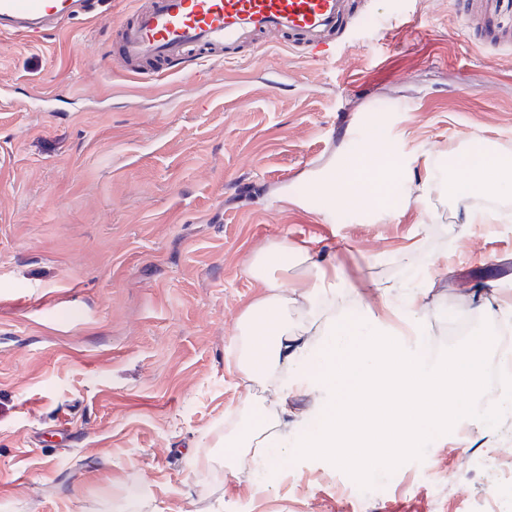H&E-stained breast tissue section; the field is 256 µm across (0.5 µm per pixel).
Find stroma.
<instances>
[{"label":"stroma","instance_id":"1","mask_svg":"<svg viewBox=\"0 0 512 512\" xmlns=\"http://www.w3.org/2000/svg\"><path fill=\"white\" fill-rule=\"evenodd\" d=\"M139 0H96L38 38L0 36V512H482L512 429L469 420L390 467L289 457L259 483L219 443L248 383L247 270L286 238L312 271L357 285L391 325L414 271L442 260L418 311L445 357L444 316L495 323L512 304V197L464 205L438 187L481 145L512 154V12L466 0H353L333 62L262 37L211 72L119 60ZM397 155L406 205L332 207L309 193L369 140ZM428 202H417L423 184ZM383 288L386 303L375 299ZM443 456H436V449ZM197 459L205 468H194Z\"/></svg>","mask_w":512,"mask_h":512}]
</instances>
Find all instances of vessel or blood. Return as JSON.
<instances>
[{
  "label": "vessel or blood",
  "instance_id": "vessel-or-blood-1",
  "mask_svg": "<svg viewBox=\"0 0 512 512\" xmlns=\"http://www.w3.org/2000/svg\"><path fill=\"white\" fill-rule=\"evenodd\" d=\"M92 0H0V32L35 36L89 12ZM348 0H142L121 34V63L193 59L223 63L274 33L303 43L309 57L330 61L346 30Z\"/></svg>",
  "mask_w": 512,
  "mask_h": 512
}]
</instances>
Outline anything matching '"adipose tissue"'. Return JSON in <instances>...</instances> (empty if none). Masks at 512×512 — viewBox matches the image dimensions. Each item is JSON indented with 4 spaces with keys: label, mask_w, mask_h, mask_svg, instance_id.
Segmentation results:
<instances>
[{
    "label": "adipose tissue",
    "mask_w": 512,
    "mask_h": 512,
    "mask_svg": "<svg viewBox=\"0 0 512 512\" xmlns=\"http://www.w3.org/2000/svg\"><path fill=\"white\" fill-rule=\"evenodd\" d=\"M401 171L393 153L371 152L351 159L324 181L313 195L331 204L364 198L382 208L398 205L394 187ZM443 188L458 202L508 188L512 157L485 150L464 157ZM308 255L282 239L255 255L247 274L265 283L266 294L247 306L237 321L238 364L245 378L287 406L290 387L301 384L325 391L329 403L314 422L292 440H282L281 421L263 402L248 398L240 424L224 434V465L246 462L278 468L285 457L321 453L334 464L356 462L361 476L382 465H395L423 447L442 423L467 414L484 425L512 415V395L498 405L476 410L483 386L488 342L473 338L456 355L425 363L411 356L402 341L377 326L370 307L344 311L329 323L318 353L308 348L306 329L288 316V301L306 302L309 316L340 294L357 295L356 285L337 286L335 277L318 272L298 287L286 286L289 271L306 265Z\"/></svg>",
    "instance_id": "1"
}]
</instances>
